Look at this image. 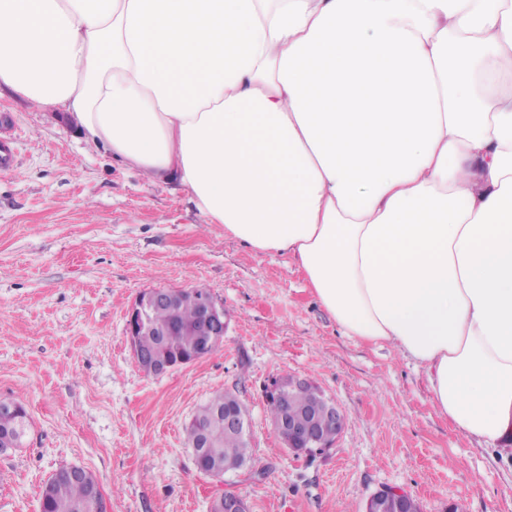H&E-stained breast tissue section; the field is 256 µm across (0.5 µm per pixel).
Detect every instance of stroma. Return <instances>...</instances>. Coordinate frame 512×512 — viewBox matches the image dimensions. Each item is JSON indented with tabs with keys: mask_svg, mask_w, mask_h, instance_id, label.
<instances>
[{
	"mask_svg": "<svg viewBox=\"0 0 512 512\" xmlns=\"http://www.w3.org/2000/svg\"><path fill=\"white\" fill-rule=\"evenodd\" d=\"M0 397L31 428L0 455V512H39L60 467L92 473L111 512H210L227 491L250 512H363L375 492L412 495L421 512H512V470L434 408L414 364L341 333L285 257L256 253L206 223L175 184H150L85 142L62 109L0 95ZM153 288L207 290L224 342L166 374L139 367L126 314ZM315 382L345 416L334 446L292 454L265 392ZM248 412L249 470L200 473L185 425L217 392Z\"/></svg>",
	"mask_w": 512,
	"mask_h": 512,
	"instance_id": "35a3bbf8",
	"label": "stroma"
}]
</instances>
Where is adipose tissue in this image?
Wrapping results in <instances>:
<instances>
[{"label":"adipose tissue","mask_w":512,"mask_h":512,"mask_svg":"<svg viewBox=\"0 0 512 512\" xmlns=\"http://www.w3.org/2000/svg\"><path fill=\"white\" fill-rule=\"evenodd\" d=\"M293 263L512 457V0H0V89Z\"/></svg>","instance_id":"ef3b65f1"}]
</instances>
